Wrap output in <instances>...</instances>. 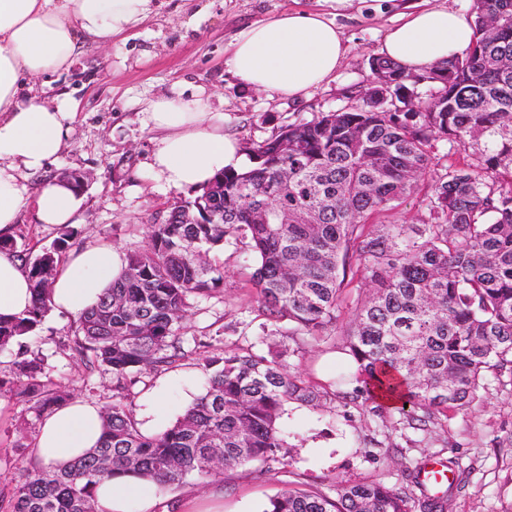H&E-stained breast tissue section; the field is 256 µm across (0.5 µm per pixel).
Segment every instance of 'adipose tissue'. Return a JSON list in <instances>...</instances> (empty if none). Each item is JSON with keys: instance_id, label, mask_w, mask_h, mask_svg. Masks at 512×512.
I'll use <instances>...</instances> for the list:
<instances>
[{"instance_id": "1", "label": "adipose tissue", "mask_w": 512, "mask_h": 512, "mask_svg": "<svg viewBox=\"0 0 512 512\" xmlns=\"http://www.w3.org/2000/svg\"><path fill=\"white\" fill-rule=\"evenodd\" d=\"M160 7L158 0H0V237L9 236L23 210L41 224L78 223L79 190L52 179L31 186L32 175L60 156L75 114L66 96L38 94L42 76L71 66L86 43L107 45ZM471 18L446 7L406 14L391 27L381 53L409 72L421 73L464 55L474 41ZM345 46L340 30L316 11H291L245 26L225 64L243 85L302 98L332 79ZM162 136L149 163L168 187L199 190L227 168L242 166L236 139L224 133V116L212 111L203 91L163 95L147 109ZM126 265L111 244L73 251L52 280L50 306L79 316L95 305ZM30 281L14 253L0 251V318L25 317L32 305ZM99 405L74 398L47 413L34 448L37 461L60 466L84 457L101 438ZM154 483L129 476L106 478L95 491L96 512H154Z\"/></svg>"}]
</instances>
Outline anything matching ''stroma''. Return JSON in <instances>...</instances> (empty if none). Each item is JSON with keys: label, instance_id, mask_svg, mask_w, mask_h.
<instances>
[{"label": "stroma", "instance_id": "obj_1", "mask_svg": "<svg viewBox=\"0 0 512 512\" xmlns=\"http://www.w3.org/2000/svg\"><path fill=\"white\" fill-rule=\"evenodd\" d=\"M291 10H315L340 29L346 53L333 80L292 100L242 86L228 72L226 50L246 24ZM406 10V0H164L157 15L113 37L111 45H88L72 69L51 75L47 97L68 94L76 112L68 146L41 179L60 172L88 173L81 192L83 219L71 249L109 243L121 251L143 248L148 224L162 219L173 203L191 199L188 191L167 187L149 168L157 131L147 122L151 100L186 86L211 97L223 113L224 132L239 143L259 142L286 123L337 110L373 80L369 62L386 32ZM58 227L37 223L24 211L12 232L18 250L36 256L58 237ZM224 286L195 298L186 336L220 335L216 353L254 343L260 336L250 275L256 262L228 245L223 254ZM71 317L48 313L29 340L48 357L52 382L76 396L104 406L112 401V372L86 370L62 341ZM327 345L299 342L289 359L292 370L311 384H329L344 367ZM206 377L197 361L158 374L143 375L134 391L169 381L168 400L179 406ZM374 401L337 399L319 408L287 414L289 453L277 473L260 464L211 477H191L164 494L175 512H259L269 498L300 487L334 493L337 486L380 482L402 487L406 468L432 460H459L468 467L466 486L451 492L448 512H512V391L490 389L481 403L425 433L384 425ZM41 419L27 402L0 391V492H8L21 466L32 459Z\"/></svg>", "mask_w": 512, "mask_h": 512}]
</instances>
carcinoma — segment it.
<instances>
[{"label":"carcinoma","mask_w":512,"mask_h":512,"mask_svg":"<svg viewBox=\"0 0 512 512\" xmlns=\"http://www.w3.org/2000/svg\"><path fill=\"white\" fill-rule=\"evenodd\" d=\"M484 16L498 26L487 30ZM473 24L470 51L424 73L372 58V73L413 92L429 87L417 97L423 111H404L408 102L397 92L381 102L363 93L334 112L283 125L248 147L250 168L224 172L148 225L146 247L127 254L122 275L68 337L86 369L103 365L115 381L100 446L65 468L24 466L10 495L0 496V512H93V488L104 478L179 485L211 475L215 457L226 469L260 462L271 473L286 448L289 402L318 407L338 396L395 392L412 406L397 411L419 429L468 412L489 392V375L512 386V0H475ZM439 142L449 145L440 157ZM432 166L421 223L393 216L372 228L371 218L396 209ZM221 184L222 199L213 191ZM221 209V223L180 220ZM75 234L62 226L35 259L17 254L34 302L26 317L0 321V351L14 356L13 377L1 378L0 389L19 385L17 395L39 415L73 398L43 381L45 358L25 339L50 311L52 276ZM232 241L256 260L251 281L265 319L259 342L330 343L356 370L318 388L287 370L293 349L209 356L205 367L216 369L202 394L171 426L145 435L129 386L212 347L194 336L185 349L181 329L195 296L224 287V266L210 253ZM351 285L368 291L339 332V301ZM406 480L401 489L344 485L333 496L288 488L262 512H447V493H428L419 471Z\"/></svg>","instance_id":"obj_1"}]
</instances>
